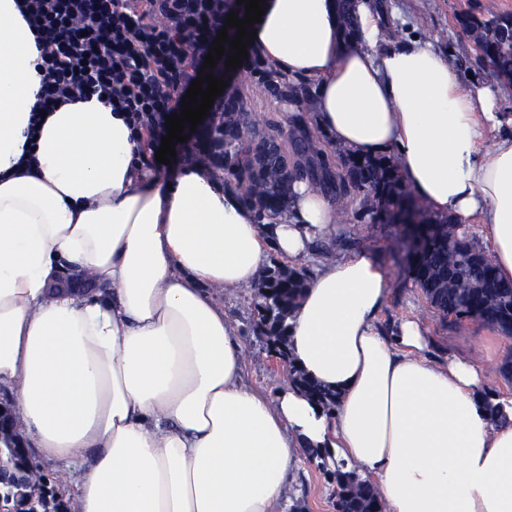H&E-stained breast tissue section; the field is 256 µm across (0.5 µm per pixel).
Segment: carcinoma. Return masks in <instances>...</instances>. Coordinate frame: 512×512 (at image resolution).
I'll use <instances>...</instances> for the list:
<instances>
[{
    "mask_svg": "<svg viewBox=\"0 0 512 512\" xmlns=\"http://www.w3.org/2000/svg\"><path fill=\"white\" fill-rule=\"evenodd\" d=\"M353 0H344L342 24L345 35L355 39ZM473 41L481 54L495 62L494 75L512 83V16H497L469 22ZM231 70L240 88L224 96V126L215 135L224 142V188L237 192L259 224L282 215L288 209L292 180L318 177L311 157L318 151L312 140L297 135L303 115L273 117L256 123L249 116L241 87L256 78L266 85L276 103L288 104L296 88L288 76L274 72L251 56ZM336 172L322 178L323 186L334 193L338 204L337 223L415 225L416 237L425 248L407 266L412 281L425 293L431 305L451 324L480 321L512 335V281L502 280L492 256L477 246L469 227L450 220L432 218L422 211L410 189L397 174L389 158H359L347 151L336 154ZM293 169V179H285V167ZM303 267L279 265L254 285L258 319L277 336L286 335L285 320L306 287ZM292 380L328 411L337 407L338 394L322 389L294 366ZM310 458L329 471L336 480L338 512H381L375 488L366 480L350 483L347 472L334 466L329 470L325 457L316 451Z\"/></svg>",
    "mask_w": 512,
    "mask_h": 512,
    "instance_id": "obj_1",
    "label": "carcinoma"
}]
</instances>
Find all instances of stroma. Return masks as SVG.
<instances>
[{"instance_id":"1","label":"stroma","mask_w":512,"mask_h":512,"mask_svg":"<svg viewBox=\"0 0 512 512\" xmlns=\"http://www.w3.org/2000/svg\"><path fill=\"white\" fill-rule=\"evenodd\" d=\"M387 3L401 14V22L394 25L401 36H420L427 31L438 35L450 68L461 82L474 80L496 85V78L479 60L475 45L466 33V22L473 17L512 14V0H387ZM352 235L360 238L361 248L374 256L391 280L394 296L381 316L382 326L391 327L404 318L422 319L431 336L430 359L441 362L451 354L477 357L492 374L490 390L511 395L512 380L504 378L499 368L505 359H512V336L481 322L447 325L408 278L405 265L393 259L402 238L400 225L357 222L337 225L338 239ZM219 301L239 324L240 339L250 358L248 381L265 393L276 394L289 370L254 330L257 318L254 289L220 296ZM335 501V481L315 464L302 462L290 479L287 512H335Z\"/></svg>"}]
</instances>
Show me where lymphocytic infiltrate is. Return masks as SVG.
<instances>
[{"instance_id":"1","label":"lymphocytic infiltrate","mask_w":512,"mask_h":512,"mask_svg":"<svg viewBox=\"0 0 512 512\" xmlns=\"http://www.w3.org/2000/svg\"><path fill=\"white\" fill-rule=\"evenodd\" d=\"M237 0H22L49 80L41 108L92 97L126 113L138 154L156 169L166 118L184 95ZM224 112L216 97L204 121L175 147L179 165L224 175V148L210 138Z\"/></svg>"}]
</instances>
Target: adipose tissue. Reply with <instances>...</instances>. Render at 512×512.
<instances>
[{
    "label": "adipose tissue",
    "mask_w": 512,
    "mask_h": 512,
    "mask_svg": "<svg viewBox=\"0 0 512 512\" xmlns=\"http://www.w3.org/2000/svg\"><path fill=\"white\" fill-rule=\"evenodd\" d=\"M0 0V394L22 443L70 486V512H283L305 449L373 484L383 512H512V406L486 409L489 372L432 362L369 252L327 259L336 205L296 181L257 223L202 166L160 178L124 113L98 99L32 109L47 80L35 35ZM262 62L312 85L325 149L391 154L437 217L482 223L512 280V115L462 84L434 41L390 36L372 0H265ZM279 254L315 261L288 323L290 360L340 394L334 414L285 381L245 380L238 327L213 298L252 287Z\"/></svg>",
    "instance_id": "ef3b65f1"
}]
</instances>
